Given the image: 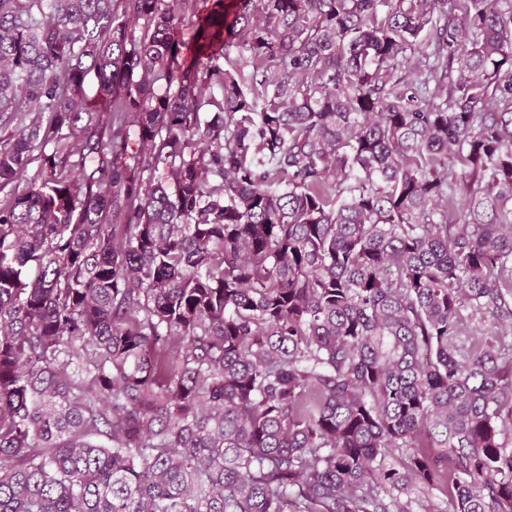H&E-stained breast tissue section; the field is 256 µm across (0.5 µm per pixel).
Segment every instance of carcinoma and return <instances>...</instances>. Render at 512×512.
Returning <instances> with one entry per match:
<instances>
[{
  "label": "carcinoma",
  "mask_w": 512,
  "mask_h": 512,
  "mask_svg": "<svg viewBox=\"0 0 512 512\" xmlns=\"http://www.w3.org/2000/svg\"><path fill=\"white\" fill-rule=\"evenodd\" d=\"M183 2L0 0V512H512V0ZM210 3H207V6L210 7ZM205 6L204 0H187L185 11H183V18L179 29V36L181 39L187 41L190 39L194 32V26L196 20L204 9H208ZM412 499L424 500L423 504L428 507H420L413 502L410 507L411 512H448L450 505L448 503V496L439 490L418 492L412 491L410 494Z\"/></svg>",
  "instance_id": "carcinoma-1"
}]
</instances>
